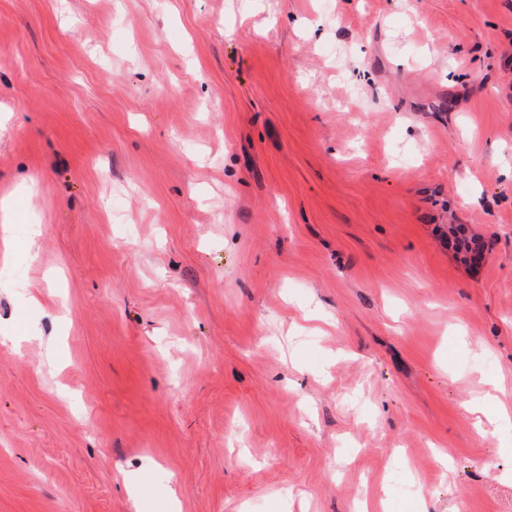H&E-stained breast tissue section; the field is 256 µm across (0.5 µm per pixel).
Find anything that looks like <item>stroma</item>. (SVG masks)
<instances>
[{"instance_id": "obj_1", "label": "stroma", "mask_w": 512, "mask_h": 512, "mask_svg": "<svg viewBox=\"0 0 512 512\" xmlns=\"http://www.w3.org/2000/svg\"><path fill=\"white\" fill-rule=\"evenodd\" d=\"M4 217L0 512H512V0H0Z\"/></svg>"}]
</instances>
